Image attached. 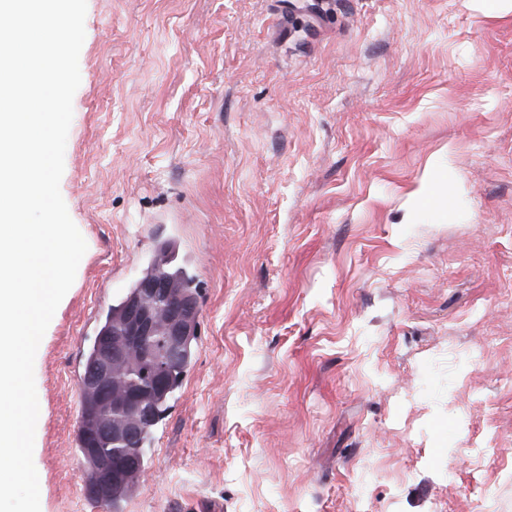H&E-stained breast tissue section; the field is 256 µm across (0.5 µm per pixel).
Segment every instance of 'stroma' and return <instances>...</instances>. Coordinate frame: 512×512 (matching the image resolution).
Segmentation results:
<instances>
[{"label": "stroma", "mask_w": 512, "mask_h": 512, "mask_svg": "<svg viewBox=\"0 0 512 512\" xmlns=\"http://www.w3.org/2000/svg\"><path fill=\"white\" fill-rule=\"evenodd\" d=\"M85 32L41 512H106L84 354L164 241L197 335L121 512H512L506 0H87Z\"/></svg>", "instance_id": "1"}]
</instances>
